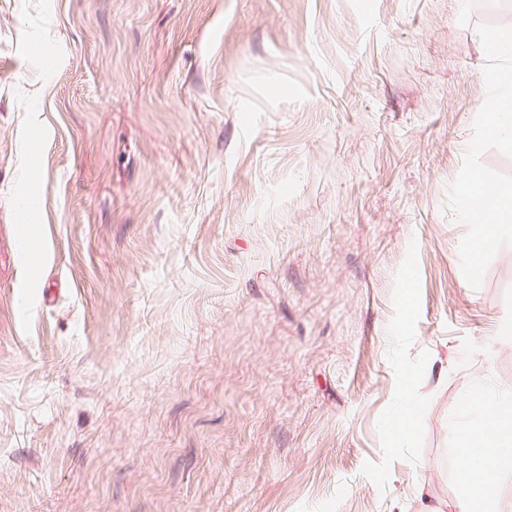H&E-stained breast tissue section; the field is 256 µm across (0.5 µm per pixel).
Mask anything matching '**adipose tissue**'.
<instances>
[{
    "mask_svg": "<svg viewBox=\"0 0 512 512\" xmlns=\"http://www.w3.org/2000/svg\"><path fill=\"white\" fill-rule=\"evenodd\" d=\"M492 63L483 72L490 94L482 104L481 135L495 139L512 151V27L484 38ZM479 184L457 188L454 207L461 222L481 220V236L474 239L464 260L473 271L477 256L501 235L512 234V183L488 185L487 199H479ZM465 419L460 429L468 445H479L485 453L476 474L467 475L466 502L457 512H502L496 496L498 478L512 476V395L491 396L483 388L470 392L465 400Z\"/></svg>",
    "mask_w": 512,
    "mask_h": 512,
    "instance_id": "1",
    "label": "adipose tissue"
}]
</instances>
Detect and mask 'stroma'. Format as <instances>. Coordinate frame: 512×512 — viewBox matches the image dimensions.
I'll use <instances>...</instances> for the list:
<instances>
[{
    "label": "stroma",
    "mask_w": 512,
    "mask_h": 512,
    "mask_svg": "<svg viewBox=\"0 0 512 512\" xmlns=\"http://www.w3.org/2000/svg\"><path fill=\"white\" fill-rule=\"evenodd\" d=\"M499 0H0V512H430L512 391L462 262ZM415 419L389 425L403 404Z\"/></svg>",
    "instance_id": "35a3bbf8"
}]
</instances>
